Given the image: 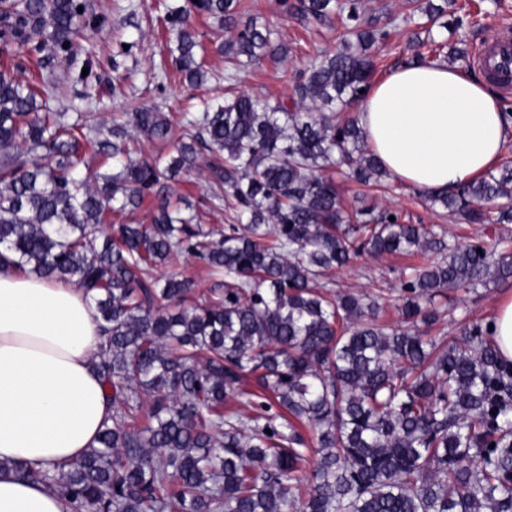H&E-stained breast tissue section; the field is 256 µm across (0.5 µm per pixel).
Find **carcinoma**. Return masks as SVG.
I'll use <instances>...</instances> for the list:
<instances>
[{
  "mask_svg": "<svg viewBox=\"0 0 512 512\" xmlns=\"http://www.w3.org/2000/svg\"><path fill=\"white\" fill-rule=\"evenodd\" d=\"M277 4L309 23L336 13L352 22L335 53L295 72L289 104L231 90L263 57L289 54L242 0H185L168 11L171 63L189 86L207 77L192 15L235 32L220 46L224 103L186 120L179 136L153 106L110 125L82 114L71 122L47 106L50 79L0 69V264L84 289L102 321L94 365L112 402L83 456L15 471L69 512H300L301 502L305 512H512V365L489 327L472 323L445 345L379 323L374 306L326 281L365 254L418 256L398 309L432 325L448 289L512 279V253L452 244L395 210L345 211L336 168L365 186L387 175L344 108L372 87L370 52L393 21L360 19L358 0ZM412 4L448 26V0ZM85 8L0 0V61L31 46L41 68L71 52ZM137 132L177 139L175 154L138 153ZM89 151L112 161L91 182L80 175ZM202 160L212 190L203 199L229 223L219 241L197 224L196 204L168 197L169 183ZM148 196L150 223L106 231ZM496 199L512 200L509 162L425 201L483 224L482 204ZM177 254L216 278L197 304L187 305L193 279L154 276ZM249 377L258 390L246 388Z\"/></svg>",
  "mask_w": 512,
  "mask_h": 512,
  "instance_id": "obj_1",
  "label": "carcinoma"
}]
</instances>
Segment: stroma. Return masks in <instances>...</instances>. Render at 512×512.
I'll use <instances>...</instances> for the list:
<instances>
[{
    "instance_id": "obj_1",
    "label": "stroma",
    "mask_w": 512,
    "mask_h": 512,
    "mask_svg": "<svg viewBox=\"0 0 512 512\" xmlns=\"http://www.w3.org/2000/svg\"><path fill=\"white\" fill-rule=\"evenodd\" d=\"M245 2L253 15L274 29L278 41L288 44L291 54L284 63L263 60L243 78L239 88L273 101L288 99L293 93V74L305 68L314 54L332 52L339 46L342 22L335 17L325 24L311 25L295 16L284 17L276 0ZM90 3L96 21L84 26L72 53L80 60L92 59L94 68L86 82L78 83L66 63L55 64V75L63 81L65 93L49 100L51 111L67 113L72 119L83 113L94 121H108L113 113L126 112L138 105H154L179 121L202 111L204 102L223 98L224 57L216 47L229 34L219 30L216 22L206 18L195 21L196 37L207 48L208 75L203 85L189 88L167 79L163 72L167 57L163 0H90ZM405 3L406 0H363L361 4L365 16L385 14L395 20L390 41L376 58L374 81L383 80L410 57L405 45L418 27L406 22ZM457 8V15L463 20L462 28L454 34L438 28L434 35L463 51L462 56L448 57L449 66L478 76L482 73L480 57L484 46L497 36L512 38V0H457ZM116 78L123 83L118 95L112 92V81ZM335 180L347 211L369 204L390 207L399 211L408 224L446 225L449 235L462 245L489 244L495 240L493 226L458 223L446 210H431L417 192L395 181L373 188L356 184L340 174ZM415 262V257L400 254L366 256L334 273L335 288L358 294L396 288L403 268ZM507 292H512V279L489 284L478 296L449 290L447 297L437 301L442 316L431 327V335L453 338L458 336L464 320L488 322L498 298Z\"/></svg>"
}]
</instances>
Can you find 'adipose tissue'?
<instances>
[{
	"label": "adipose tissue",
	"instance_id": "ef3b65f1",
	"mask_svg": "<svg viewBox=\"0 0 512 512\" xmlns=\"http://www.w3.org/2000/svg\"><path fill=\"white\" fill-rule=\"evenodd\" d=\"M354 110L388 172L423 193L482 177L512 138L501 97L436 61L396 68ZM100 336L82 288L0 268V512H65L11 465L56 464L95 446L112 414L91 364Z\"/></svg>",
	"mask_w": 512,
	"mask_h": 512
}]
</instances>
